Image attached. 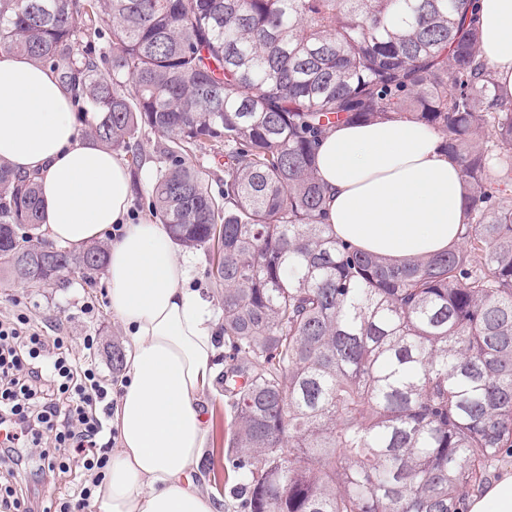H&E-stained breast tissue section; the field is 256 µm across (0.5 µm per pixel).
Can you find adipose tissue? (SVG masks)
<instances>
[{"mask_svg":"<svg viewBox=\"0 0 512 512\" xmlns=\"http://www.w3.org/2000/svg\"><path fill=\"white\" fill-rule=\"evenodd\" d=\"M481 54L512 95V0H475ZM52 66L0 51V159L39 185L42 228L79 249L124 225L104 280L110 309L130 332L128 381L112 415L119 446L96 492L98 512H217L196 482L208 437L199 406L213 377L216 322L189 288L191 255H176L165 224H126L131 177L85 127ZM317 175L324 221L340 239L392 260L443 251L463 220L459 166L441 139L400 120L342 125L321 140ZM469 512H512V467L469 502Z\"/></svg>","mask_w":512,"mask_h":512,"instance_id":"adipose-tissue-1","label":"adipose tissue"}]
</instances>
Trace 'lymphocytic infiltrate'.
Segmentation results:
<instances>
[{
    "label": "lymphocytic infiltrate",
    "instance_id": "1",
    "mask_svg": "<svg viewBox=\"0 0 512 512\" xmlns=\"http://www.w3.org/2000/svg\"><path fill=\"white\" fill-rule=\"evenodd\" d=\"M97 339L75 352L49 335L28 309L0 318V512H35L23 451L38 448L35 466L48 479L78 468L55 512H94L95 490L115 445L112 385L96 366Z\"/></svg>",
    "mask_w": 512,
    "mask_h": 512
}]
</instances>
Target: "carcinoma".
I'll return each mask as SVG.
<instances>
[{"instance_id":"1","label":"carcinoma","mask_w":512,"mask_h":512,"mask_svg":"<svg viewBox=\"0 0 512 512\" xmlns=\"http://www.w3.org/2000/svg\"><path fill=\"white\" fill-rule=\"evenodd\" d=\"M474 2L0 0V50L57 68L93 138L135 170L142 130L165 141L152 209L209 255L234 410L211 462L245 512H463L512 449V97ZM400 119L440 136L465 208L455 245L397 264L322 223L316 153ZM38 195L0 162V284L93 280L108 244L42 243ZM190 161L198 167L200 165L201 169L206 174V178L209 180L212 193L217 196L223 189L224 184V160L219 163L212 157L200 155Z\"/></svg>"}]
</instances>
